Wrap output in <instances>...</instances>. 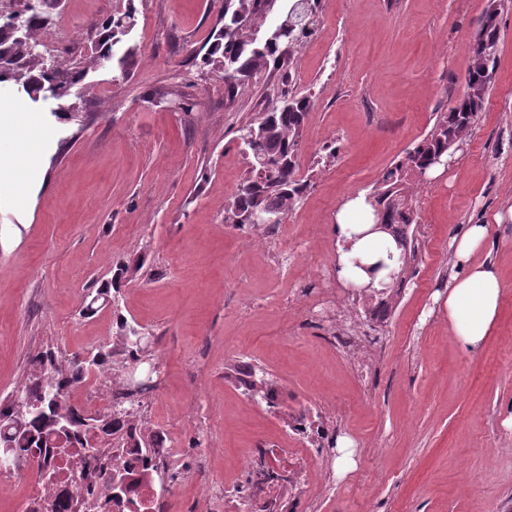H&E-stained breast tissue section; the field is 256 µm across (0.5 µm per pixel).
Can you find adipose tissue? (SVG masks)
Masks as SVG:
<instances>
[{"instance_id": "adipose-tissue-1", "label": "adipose tissue", "mask_w": 512, "mask_h": 512, "mask_svg": "<svg viewBox=\"0 0 512 512\" xmlns=\"http://www.w3.org/2000/svg\"><path fill=\"white\" fill-rule=\"evenodd\" d=\"M375 223L374 209L364 194L347 196L336 210V266L346 287L382 290L397 268L398 245L390 233L376 229ZM488 236L487 224H470L449 243L455 271L448 278L443 310L456 345L468 353L481 349L501 306L503 289L494 263L475 259Z\"/></svg>"}]
</instances>
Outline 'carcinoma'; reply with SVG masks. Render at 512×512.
<instances>
[{"mask_svg": "<svg viewBox=\"0 0 512 512\" xmlns=\"http://www.w3.org/2000/svg\"><path fill=\"white\" fill-rule=\"evenodd\" d=\"M14 14L22 15L26 36L19 37L12 21L0 16V84H11L32 101L52 94L57 100L80 98V86L88 70L109 60L117 63L124 80L138 54L126 43L135 25L134 0L123 12H105L91 26L94 43L90 53L68 70L40 50L39 32L49 25L52 11L62 0H10ZM318 0H220L218 23L207 43L192 51L202 71L224 78V99L230 105L246 81L269 68L289 73L303 46L314 35L307 26ZM491 0L478 21L469 46L470 61L463 78V92L437 116L431 130L404 160L388 169L381 185L368 196L380 223L391 235L411 245L407 228L414 223L415 209L408 204L413 182L443 157H454L467 144L476 120L485 111L500 42L499 9ZM314 110L309 96L291 90L269 99L258 118L237 130L238 140L250 164V176L239 186L224 210V223L237 227L259 225L250 216L276 211L286 216L300 204L309 184L298 176V153L303 129ZM116 345L122 367L153 357L155 336L141 327L121 321ZM114 348L78 353L67 359L52 350L29 357L25 381L8 399L0 402V454H8L13 470L30 468L38 478L53 474L57 461L67 456L73 490L55 491L40 503L43 512H73L76 496L101 502V512H142L134 493L144 483L156 484L160 459L159 432L140 419V405L110 404L92 413L70 399L73 389L92 376L113 370ZM20 400L29 407L24 424L7 426L9 406Z\"/></svg>", "mask_w": 512, "mask_h": 512, "instance_id": "carcinoma-1", "label": "carcinoma"}]
</instances>
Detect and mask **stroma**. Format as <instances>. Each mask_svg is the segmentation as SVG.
<instances>
[{"instance_id":"35a3bbf8","label":"stroma","mask_w":512,"mask_h":512,"mask_svg":"<svg viewBox=\"0 0 512 512\" xmlns=\"http://www.w3.org/2000/svg\"><path fill=\"white\" fill-rule=\"evenodd\" d=\"M130 4L137 61L117 83L111 69L89 71L81 117L60 120L57 100L0 89V105L28 111L17 140L40 143L32 176L0 171V399L23 382L30 353L51 347L66 358L112 344L122 317L156 336L164 361L142 420L163 433L172 466L190 461L225 489L211 499L181 479L165 493L176 512H238L245 456L258 449L298 472L304 462L286 442L297 411L350 439L354 468L339 472L336 446L324 449L325 476L289 489L295 512H503L512 500V0L469 144L413 189L429 240L378 327L384 349L365 378L293 294L335 257L342 199L371 192L461 94L489 0H320L293 80L315 100L298 157L310 186L265 236L225 223L224 209L249 172L237 129L279 89L273 72L255 75L229 106L223 79L192 63L190 48L217 22L211 0H64L40 39L51 52L74 37L88 44L93 21ZM173 90L195 99L193 112L169 107ZM485 220L502 308L481 351L466 355L434 295L452 268V236ZM282 234L285 255L275 248ZM118 261L141 269L117 301H90ZM248 369L273 383L274 403L245 395Z\"/></svg>"}]
</instances>
